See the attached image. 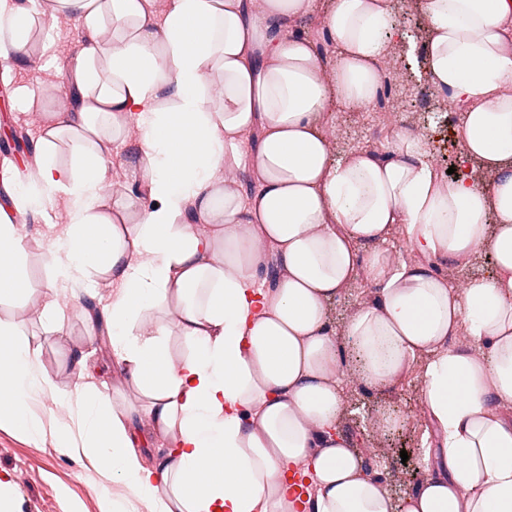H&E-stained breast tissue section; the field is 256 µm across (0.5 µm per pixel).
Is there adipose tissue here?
Returning <instances> with one entry per match:
<instances>
[{
	"label": "adipose tissue",
	"instance_id": "adipose-tissue-1",
	"mask_svg": "<svg viewBox=\"0 0 512 512\" xmlns=\"http://www.w3.org/2000/svg\"><path fill=\"white\" fill-rule=\"evenodd\" d=\"M312 2L51 0L38 14L0 0L4 73L37 65L34 24L77 34L63 99L16 90L40 131L0 209V306L49 295L52 333L53 294L110 286L106 333L138 398L115 402L84 372L60 393L41 342L0 313V426L96 458L125 488L105 512H512V0H422L426 79L461 110L465 163L448 181L410 134L332 157L327 101L371 105L407 35L391 0H332L323 60L297 30ZM126 142L137 191L111 195ZM56 206L66 222L43 233L35 282L16 217ZM398 225L418 261L386 250ZM485 248L492 278L458 288L436 271ZM361 271L376 296L345 334L362 385L423 363L426 474L399 500L338 426L347 374L328 306ZM58 393L77 427L34 411ZM144 420L170 443L153 460L137 448Z\"/></svg>",
	"mask_w": 512,
	"mask_h": 512
}]
</instances>
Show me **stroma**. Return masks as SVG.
Listing matches in <instances>:
<instances>
[{"mask_svg":"<svg viewBox=\"0 0 512 512\" xmlns=\"http://www.w3.org/2000/svg\"><path fill=\"white\" fill-rule=\"evenodd\" d=\"M397 28L411 32L412 42L397 52L400 67L410 68L404 88L406 102L400 111L382 113L380 106L349 108L329 100L326 105V127L336 129L339 137L332 147L334 157L364 148L368 142L377 145L396 140L402 128L399 116H406L425 126H435L441 117L440 98L424 75L423 49L427 19L420 0H408L395 14ZM64 221V212L56 208L47 214L27 218V272L31 280L44 277L39 240L47 225ZM107 291L102 284L79 285L58 296L67 318L57 334L44 333L41 310L44 299L32 295L20 302L17 313L27 333L39 335L42 341V367L57 382L60 390H71L78 369L69 357L83 350L100 368V378L109 391H122L129 403L135 394L126 389L123 376L113 354L97 348L87 337L89 327L105 320L103 302ZM374 297V288L365 277H357L329 306L333 331H341L344 322ZM421 368L412 370L396 385L383 391H363L356 380H348L344 389L345 413L341 427L352 448L368 461L370 472L380 474L395 498L410 493L424 475L426 448L423 435L428 428L421 414ZM397 410L407 418L403 426L392 432L378 433L371 417L381 410ZM0 484L10 496V512H101L104 493H115V482L106 480L97 464L71 448L60 447L52 436L31 440L12 430L0 428Z\"/></svg>","mask_w":512,"mask_h":512,"instance_id":"35a3bbf8","label":"stroma"}]
</instances>
